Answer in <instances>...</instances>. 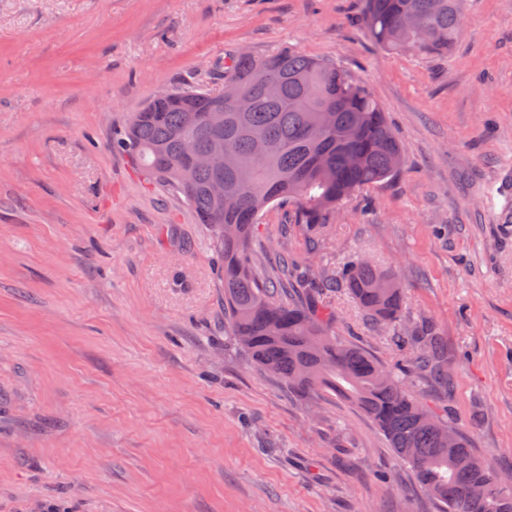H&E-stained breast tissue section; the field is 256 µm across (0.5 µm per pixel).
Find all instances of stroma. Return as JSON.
<instances>
[{"label":"stroma","instance_id":"obj_1","mask_svg":"<svg viewBox=\"0 0 512 512\" xmlns=\"http://www.w3.org/2000/svg\"><path fill=\"white\" fill-rule=\"evenodd\" d=\"M362 0H0V512H441L375 423L308 403L224 331L208 225L114 152L156 93L224 86L286 47L367 85L403 146L391 182L324 225L288 204L250 261L394 366L407 353L332 287L356 257L435 327L450 385L410 388L512 476V0H467L445 53L368 41Z\"/></svg>","mask_w":512,"mask_h":512}]
</instances>
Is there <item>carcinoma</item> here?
<instances>
[{
  "label": "carcinoma",
  "mask_w": 512,
  "mask_h": 512,
  "mask_svg": "<svg viewBox=\"0 0 512 512\" xmlns=\"http://www.w3.org/2000/svg\"><path fill=\"white\" fill-rule=\"evenodd\" d=\"M466 0H364L362 27L373 45L418 54L448 50L461 37ZM420 21L405 30L407 16ZM224 85L238 87L247 108L195 86L154 95L133 114L117 147L145 176L180 193L213 230L224 259V316L231 336L261 370L306 399L342 398L369 417L416 473L442 512H512V486L478 457L468 435L432 411L394 370L345 343L316 313L264 285L247 260L252 227L271 204L288 201L298 222L317 227L354 192L394 179L403 149L386 113L349 71L296 49L230 59ZM276 79L270 97L263 87ZM224 110V126L207 120ZM224 151V170L193 165L186 145ZM224 180L226 208L210 194ZM342 285L387 326L401 319L403 290L394 274L363 259L346 266ZM414 348L407 366L448 380L447 353L436 332L395 336Z\"/></svg>",
  "instance_id": "cac0c4a2"
}]
</instances>
